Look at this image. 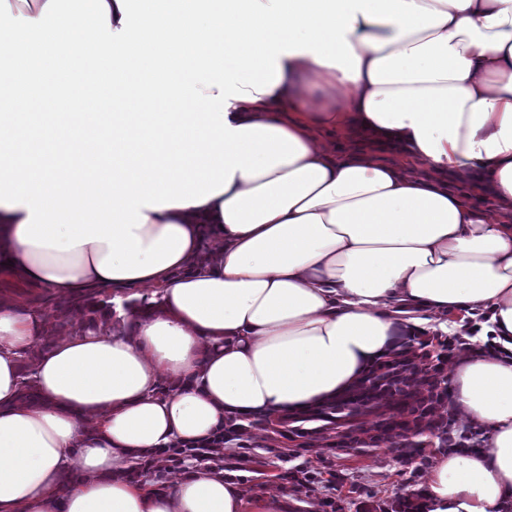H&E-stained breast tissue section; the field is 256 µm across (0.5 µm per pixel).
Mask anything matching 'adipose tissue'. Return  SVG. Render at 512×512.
Instances as JSON below:
<instances>
[{
	"label": "adipose tissue",
	"mask_w": 512,
	"mask_h": 512,
	"mask_svg": "<svg viewBox=\"0 0 512 512\" xmlns=\"http://www.w3.org/2000/svg\"><path fill=\"white\" fill-rule=\"evenodd\" d=\"M0 0V274L90 294L149 284L121 333L106 319L32 365L42 324L0 300V512H243L197 468L151 491L123 469L211 438L226 418H293L345 396L420 313L487 309L501 353L461 360L452 398L488 430L438 457L429 512L512 500V0ZM178 52L144 60L143 36ZM92 58L124 91L92 126L55 117L20 73ZM355 131L388 164L337 144ZM112 169L85 178V159ZM423 173H416V166ZM460 176L468 191L454 189ZM219 243L202 256L204 241ZM173 390L157 392L160 378Z\"/></svg>",
	"instance_id": "ef3b65f1"
}]
</instances>
